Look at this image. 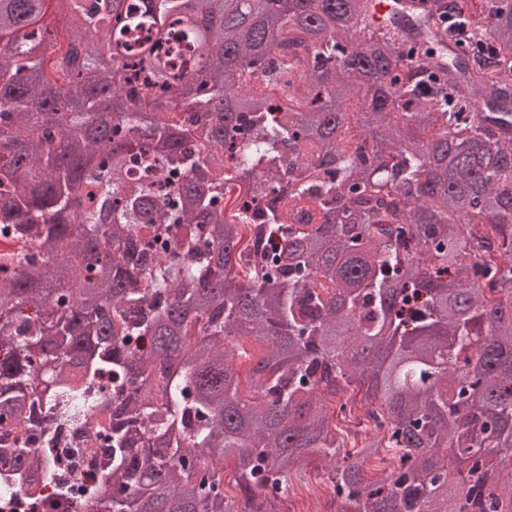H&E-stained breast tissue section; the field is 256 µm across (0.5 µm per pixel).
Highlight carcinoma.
<instances>
[{
    "label": "carcinoma",
    "instance_id": "1",
    "mask_svg": "<svg viewBox=\"0 0 512 512\" xmlns=\"http://www.w3.org/2000/svg\"><path fill=\"white\" fill-rule=\"evenodd\" d=\"M47 2L0 0V227L41 249L0 252V493L96 412L90 512H280L313 456L329 512H512V0H434L489 50L443 79L371 0H145L132 52L123 5L61 0L50 67ZM352 385L383 422L343 453ZM161 51L168 58L171 67L176 72L190 70L195 62L199 60L200 56V50L197 45L186 43L177 38L166 42ZM242 346L247 350L248 356L246 358L238 357L235 360V367L240 376L241 385L246 388V380L253 364L262 356L263 344L254 339L241 341Z\"/></svg>",
    "mask_w": 512,
    "mask_h": 512
}]
</instances>
